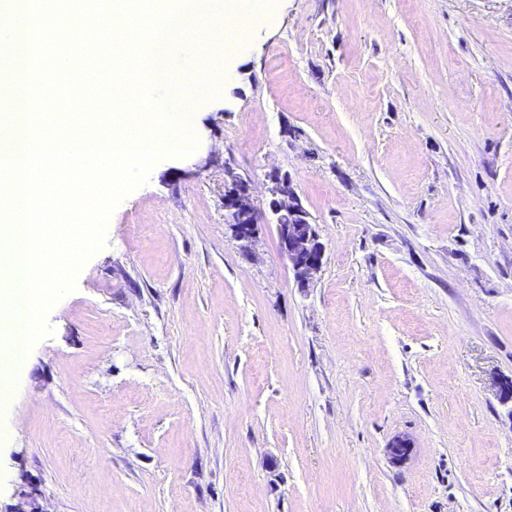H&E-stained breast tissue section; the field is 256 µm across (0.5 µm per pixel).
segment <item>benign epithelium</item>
<instances>
[{"instance_id": "1", "label": "benign epithelium", "mask_w": 512, "mask_h": 512, "mask_svg": "<svg viewBox=\"0 0 512 512\" xmlns=\"http://www.w3.org/2000/svg\"><path fill=\"white\" fill-rule=\"evenodd\" d=\"M224 173V222L248 250L256 241L262 215L254 204L251 182L230 168ZM269 182L268 223L277 226L280 249L291 264L297 284L307 288L323 266L324 248L317 226L289 175L273 171ZM20 497L14 512H43L35 492L24 490Z\"/></svg>"}]
</instances>
